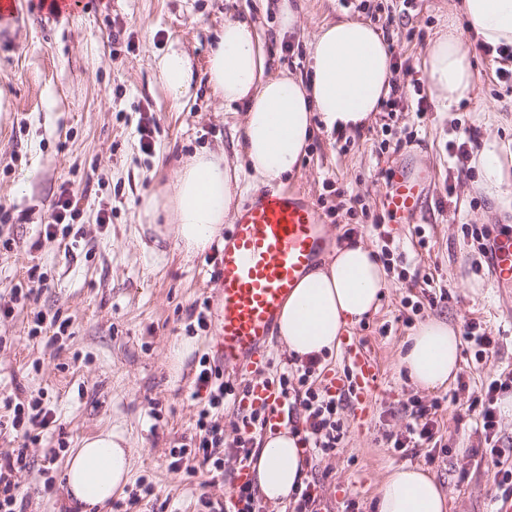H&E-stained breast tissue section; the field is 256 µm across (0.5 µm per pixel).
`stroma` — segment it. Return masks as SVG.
<instances>
[{
    "instance_id": "35a3bbf8",
    "label": "stroma",
    "mask_w": 512,
    "mask_h": 512,
    "mask_svg": "<svg viewBox=\"0 0 512 512\" xmlns=\"http://www.w3.org/2000/svg\"><path fill=\"white\" fill-rule=\"evenodd\" d=\"M455 0H302L303 21L280 33L277 0H81L77 12H46L42 0H13L0 17V296L38 266L46 281L27 306L0 319V398L23 391L41 396L53 422L29 448L21 477L26 512H72L63 481L67 458L82 440L103 430L120 433L133 450L128 490L137 480L153 486L141 512H196L199 496L225 500L237 470L224 460V478L171 468L169 451L192 432L198 360L212 353L211 328L188 330L193 305L212 300L209 286L218 248L188 257L174 242L155 243L137 220L145 192L172 178L181 159L203 149L241 152V110H225L208 85L210 46L233 12L255 17L272 69L303 76L308 43L317 25L343 17L381 27L399 66L394 79L403 97L394 111L376 112L361 130L342 136L316 128L297 175L298 190L318 208L330 247L358 238L374 252L390 250L387 285L375 312L355 325L365 350L380 365L377 389L363 424L351 398L342 401L344 436L330 455L310 460L305 479L315 485L321 512H377L388 471L411 464L428 471L448 494L449 512H497L495 470L512 472V457L492 467L478 453L484 438L465 411L471 393L512 371V288L495 286L481 264L468 224L497 231L512 215V184L491 193L476 163L460 167L445 149L459 127L479 146L512 148V81L496 71L512 58L476 50L466 20L458 25L471 45L475 88L470 100L432 104L425 122L415 115L412 82L424 79L427 48L448 24ZM392 24H385L387 13ZM183 49L193 68L191 93L174 106L154 61L169 47ZM148 128L151 151L140 148ZM409 161L435 174L431 199L416 223L371 231L384 217L385 169ZM346 188L336 195L335 186ZM74 192L81 216L63 239H45L51 205L62 189ZM360 196L366 215H347ZM107 212L110 223L97 221ZM71 320L70 333L38 337L36 315ZM457 333L477 321L498 333L499 345L478 360L460 345L457 377L426 391L398 367L401 345L427 318ZM191 353L172 368L175 346ZM438 402L435 436L406 451L392 440L410 419L413 400ZM56 453L53 464L45 454Z\"/></svg>"
}]
</instances>
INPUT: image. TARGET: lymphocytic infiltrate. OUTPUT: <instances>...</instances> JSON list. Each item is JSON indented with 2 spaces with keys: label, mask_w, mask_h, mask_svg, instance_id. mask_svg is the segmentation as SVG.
<instances>
[{
  "label": "lymphocytic infiltrate",
  "mask_w": 512,
  "mask_h": 512,
  "mask_svg": "<svg viewBox=\"0 0 512 512\" xmlns=\"http://www.w3.org/2000/svg\"><path fill=\"white\" fill-rule=\"evenodd\" d=\"M319 358H310L301 366L284 369L274 377L273 383L292 407L301 411L302 419L294 423L293 429L301 433L304 447L312 457L335 451L344 432L339 416L340 400L329 386L319 381ZM196 391L204 392V403L197 414L195 431L185 438L179 447L170 451L171 466L187 473L205 469L211 480L224 475V453L233 451L238 465L252 461L254 433L263 429L269 420L266 408L243 409L239 424L234 427L233 438H225L222 417L224 405L234 389L224 379L221 366L212 363L209 357H201L195 379ZM512 391V372L491 378L472 398L469 407L476 410V428L484 436L482 458L499 463L511 450L502 445L498 433L500 416L497 402L500 395ZM0 408L7 413V422L13 431L21 433L23 447L0 455V512H25L26 499L18 493L20 478L30 466L28 448L40 440L53 419L51 409L42 407L40 399L23 400L7 397L0 400ZM436 404L415 402L410 419L402 437L396 438L393 447L404 450L434 436Z\"/></svg>",
  "instance_id": "obj_1"
}]
</instances>
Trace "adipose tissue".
<instances>
[{
    "instance_id": "1",
    "label": "adipose tissue",
    "mask_w": 512,
    "mask_h": 512,
    "mask_svg": "<svg viewBox=\"0 0 512 512\" xmlns=\"http://www.w3.org/2000/svg\"><path fill=\"white\" fill-rule=\"evenodd\" d=\"M458 10L485 43L512 44V0H461ZM310 69L301 78L266 70L263 44L250 19L225 14L208 59V81L225 107L244 109V159L262 186L282 184L298 169L313 135L314 119L326 130L353 132L378 111L392 86L391 50L370 22L322 23L309 43ZM173 103L186 98L193 79L189 57L169 48L155 63ZM423 67L435 100L453 105L471 97L475 78L469 47L456 24L428 47ZM239 175L224 152L202 150L178 165L174 176L143 197L140 223L159 240H174L189 255L207 252L237 207ZM386 272L362 241L338 247L325 266L308 272L289 294L277 330L288 352L305 359L337 348L342 334L376 309ZM460 340L443 320L422 321L408 337L399 366L423 389L444 386L459 368ZM131 454L113 431L85 438L67 461L66 497L78 512L106 508L128 482ZM304 449L297 434L267 435L252 463L259 494L285 503L301 484ZM378 512H448V498L422 468H391L379 489Z\"/></svg>"
}]
</instances>
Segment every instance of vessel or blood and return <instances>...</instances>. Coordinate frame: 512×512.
I'll list each match as a JSON object with an SVG mask.
<instances>
[{
	"label": "vessel or blood",
	"mask_w": 512,
	"mask_h": 512,
	"mask_svg": "<svg viewBox=\"0 0 512 512\" xmlns=\"http://www.w3.org/2000/svg\"><path fill=\"white\" fill-rule=\"evenodd\" d=\"M430 185L427 169L410 162L392 166L383 198L390 221L413 223L425 207ZM327 246L315 205L289 189L265 191L233 216L211 282L213 344L223 365L240 372L266 367L285 299ZM491 247L495 285L512 288V228L494 234ZM345 349L354 374L355 414L361 419L375 392L379 369L356 337H347ZM245 402L270 409L269 428L284 426L280 409L285 400L275 386H250Z\"/></svg>",
	"instance_id": "1"
}]
</instances>
